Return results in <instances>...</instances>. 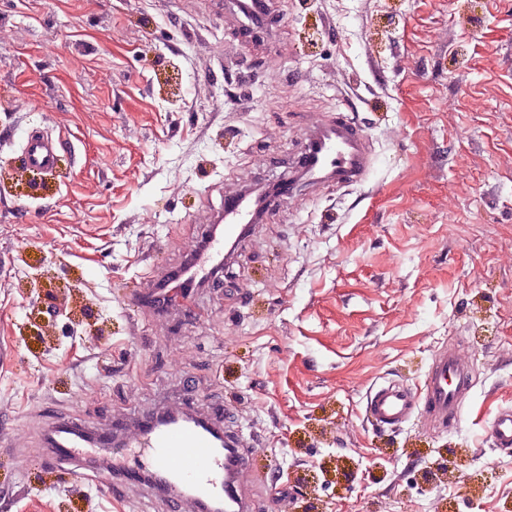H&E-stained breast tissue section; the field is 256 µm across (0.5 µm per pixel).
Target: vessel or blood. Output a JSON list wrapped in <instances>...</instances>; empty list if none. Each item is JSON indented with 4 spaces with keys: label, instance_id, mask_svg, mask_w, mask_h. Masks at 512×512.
<instances>
[{
    "label": "vessel or blood",
    "instance_id": "1",
    "mask_svg": "<svg viewBox=\"0 0 512 512\" xmlns=\"http://www.w3.org/2000/svg\"><path fill=\"white\" fill-rule=\"evenodd\" d=\"M308 128L303 149L291 161L301 179L317 189L367 180L376 154L362 130L340 117L321 114ZM23 155L25 164L35 169L50 170L56 164L54 142L36 134H27ZM291 193V187L283 186L258 201L241 191L226 194L219 230L191 249L176 272L150 269L151 287L137 297V305L155 317L175 313L176 299L157 307L161 286L172 278L186 288L205 286L238 245L254 235L259 223L276 214ZM470 372L469 362L456 347H441L418 387L392 380L374 384L365 396L366 418L382 430L402 428L415 418L438 431L460 426L465 419V398L472 387ZM173 413L174 421L164 426L155 425L154 413L147 412L102 433V442L113 446L114 458L107 470L95 469L90 474L102 496L118 499L144 474H162L186 512H200L206 503L223 504L224 512H250L251 493L241 481L247 450L234 432L224 429L222 410L207 408L200 425L194 423L195 412L189 403H182ZM487 435L497 448L512 449V406L495 415ZM86 441L83 428L65 421L57 423L46 456L56 463L73 459Z\"/></svg>",
    "mask_w": 512,
    "mask_h": 512
}]
</instances>
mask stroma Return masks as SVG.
I'll return each instance as SVG.
<instances>
[{
	"instance_id": "1",
	"label": "stroma",
	"mask_w": 512,
	"mask_h": 512,
	"mask_svg": "<svg viewBox=\"0 0 512 512\" xmlns=\"http://www.w3.org/2000/svg\"><path fill=\"white\" fill-rule=\"evenodd\" d=\"M0 0V512H172L111 503L44 435L182 397L250 444L253 512H512V0ZM372 140L361 184L310 190L199 289L196 319L133 302L225 191L275 184L303 117ZM58 145L21 159L31 129ZM466 193L449 196L458 181ZM472 366L466 421L378 430L365 394ZM26 165L39 170H52L56 164V146L52 140L29 133L23 146ZM487 436L497 448L512 449V406L495 415L487 428Z\"/></svg>"
}]
</instances>
